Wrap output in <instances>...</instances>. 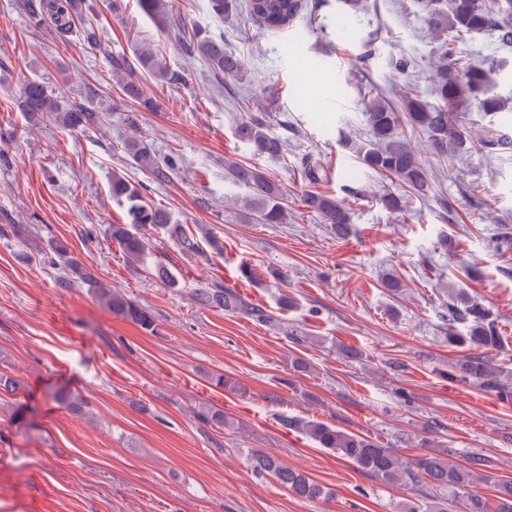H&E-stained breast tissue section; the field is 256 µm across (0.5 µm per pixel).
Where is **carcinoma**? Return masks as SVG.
I'll use <instances>...</instances> for the list:
<instances>
[{
    "label": "carcinoma",
    "mask_w": 512,
    "mask_h": 512,
    "mask_svg": "<svg viewBox=\"0 0 512 512\" xmlns=\"http://www.w3.org/2000/svg\"><path fill=\"white\" fill-rule=\"evenodd\" d=\"M80 0H22L34 28H49L58 38L81 33L90 47L98 45L97 33L92 28H76ZM423 21L437 44L439 62L431 78V95L436 102L425 100L412 86L404 87L405 112L400 113L378 94L369 91L362 99V115L370 138L355 145L359 162L366 168L397 180L413 196L426 200L431 184L425 166L408 141L407 132L424 133L430 149L437 154L468 147L482 154H496L512 148V138L494 124L474 136L458 120L461 105L472 99L488 115L505 109L512 100L490 95L487 90V72L480 65L457 67L459 45L477 34L497 32L505 45L512 44V0H422ZM141 11L163 33L174 31L188 56L205 60L220 77L241 80L246 74V62L235 51L226 47L224 38H216L203 30L186 31L177 19L174 0H138ZM210 12L222 18L237 8L236 0H208ZM250 15L270 30L292 25L305 11L306 0H248ZM137 66L125 63L113 65L112 73L121 94L139 106L152 110L155 102L144 92L141 76L159 83H176L179 74L171 71L151 46L139 44L134 48ZM18 106L35 125L49 115L66 128L86 130L101 123V115L56 91L47 82L30 80L20 91ZM234 137L254 154L271 159L284 155L286 143L272 133L268 126L244 109V115L234 126ZM122 151L153 181H167L178 169L180 156L155 153L144 136L127 137ZM225 176L234 183L247 186L251 195L243 200L244 220L249 224L288 223V203L280 185L268 173L255 165L228 161ZM112 198L126 207L127 224H111L107 232L112 242L135 263L147 259V244L140 230L159 227L180 247L181 251L196 255L203 253L195 237L184 225L173 222L170 213L154 204L145 192L148 187L132 183L114 174L111 183ZM382 207L390 213L407 210L406 197L387 192L379 197ZM302 206L319 214L332 226L336 236L348 234L351 213L348 203L333 194L310 190L302 197ZM52 266L63 264L66 287H87L94 291L112 314L147 331L155 330L150 312L127 295L101 286L70 256L66 242L54 239L49 244ZM191 299L202 308L217 307L226 312L245 314L257 321H267V312L245 301L239 294L219 283L196 288ZM448 342L466 348L467 354L450 362L441 375L450 382L470 384L501 401L512 402V372L505 370L493 357L504 348L503 335L493 312L471 298L465 291L448 292ZM208 425L218 429H232L234 422L224 410L206 405L197 413ZM287 428L305 433L319 447L329 449L352 463L359 471L369 474L386 485L407 487L423 478L433 488L448 493L443 503H429L425 508L408 502L403 512H512V481L497 482L496 503L469 491L477 478L484 476L490 461L479 452L469 456V465L452 463L448 445L436 440L432 432L418 435L423 452L414 458H404L392 446H385L352 431L320 421H304L292 417L282 419ZM252 468L293 495L308 501L328 499L332 492L311 479L304 471L282 464L276 457L255 451L250 457Z\"/></svg>",
    "instance_id": "cac0c4a2"
}]
</instances>
